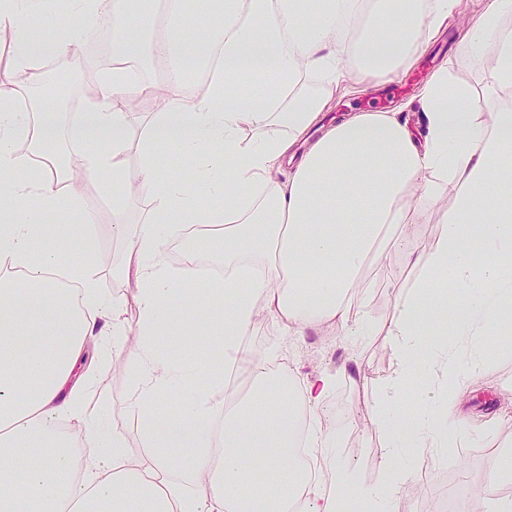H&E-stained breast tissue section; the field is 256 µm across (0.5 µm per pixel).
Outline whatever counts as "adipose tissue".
Returning a JSON list of instances; mask_svg holds the SVG:
<instances>
[{
  "mask_svg": "<svg viewBox=\"0 0 512 512\" xmlns=\"http://www.w3.org/2000/svg\"><path fill=\"white\" fill-rule=\"evenodd\" d=\"M459 0H224L207 27H196L182 0H171L167 20L140 16L153 32L154 65L187 68L206 63V90L188 95L182 81L167 84L162 105L149 112L132 141L130 98L154 96L151 82L134 78L142 50L129 40L126 0H71L75 23L65 25L48 52L82 54L101 18L112 19L113 62L101 69L98 92L84 122L69 128L84 148L82 173L113 196L112 237L122 243L113 280L134 282L139 342L129 358L128 407L148 460L134 458L120 427L100 432L102 415L86 402L98 376L79 369L84 345L103 358L125 346V298L99 287L93 259L99 248L92 216L80 238L60 224L43 238L44 214L82 213L56 155L53 106L33 98L44 67L32 25L49 0H0V28L13 34L8 66L23 85L0 84V257L17 277L0 278V512H397L399 493L429 449L462 444L470 423L456 408L457 392L486 374L485 345L466 356L449 348L451 336L512 334V0H487L466 48L484 63V85L453 77L440 65L414 100L411 124L389 111L350 112L332 123L325 114L335 91L354 92L397 78L447 27ZM369 28L347 39L364 11ZM318 83L305 92L304 77ZM258 129L255 137L244 126ZM25 141L29 154L17 153ZM137 151L140 163L124 158ZM187 162L219 207L201 206L158 158ZM150 200L146 223L125 220L131 196ZM453 202L445 211L443 196ZM438 211L441 233L429 248L405 234L416 213ZM192 215L199 246L219 241L223 285L202 284L194 298L176 286L189 267L165 261L168 243L182 235L165 223L173 212ZM395 234L404 264L416 279L398 297L386 326L394 370L374 412L388 452L377 483H359L344 466L322 489L312 471L335 456L321 408L336 385L320 373L293 382L282 349L262 356L242 347L258 309L274 326L300 336L325 324L358 343L359 300L365 263L386 269L392 255L378 247ZM465 297L455 317L448 298ZM194 303V335L211 336L224 358V376L208 355L183 362L162 350L161 339ZM224 322L211 330V314ZM435 320L443 341L428 338ZM252 380L242 400L228 381L237 367ZM431 385L415 410L401 405L417 377ZM182 397L174 414L161 402ZM78 423L81 433L69 430ZM222 460H215V448ZM188 449L182 463L177 449ZM254 450L258 469L244 464ZM37 452L38 463L17 471Z\"/></svg>",
  "mask_w": 512,
  "mask_h": 512,
  "instance_id": "obj_1",
  "label": "adipose tissue"
}]
</instances>
